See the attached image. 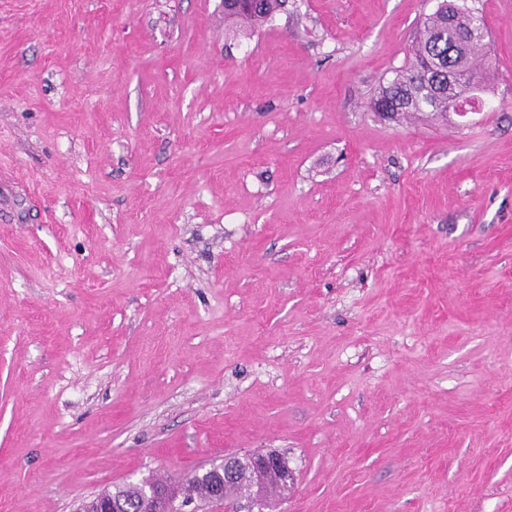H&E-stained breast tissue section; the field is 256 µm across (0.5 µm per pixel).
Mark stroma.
<instances>
[{"label": "stroma", "instance_id": "obj_1", "mask_svg": "<svg viewBox=\"0 0 512 512\" xmlns=\"http://www.w3.org/2000/svg\"><path fill=\"white\" fill-rule=\"evenodd\" d=\"M438 3L0 0V512L270 449L512 512V0L482 111L369 108ZM258 2V5H254ZM285 0H256L250 3H240L239 0H224V16L235 18L245 27L258 28L262 26L283 5Z\"/></svg>", "mask_w": 512, "mask_h": 512}]
</instances>
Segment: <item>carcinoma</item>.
I'll return each mask as SVG.
<instances>
[{
    "label": "carcinoma",
    "instance_id": "carcinoma-1",
    "mask_svg": "<svg viewBox=\"0 0 512 512\" xmlns=\"http://www.w3.org/2000/svg\"><path fill=\"white\" fill-rule=\"evenodd\" d=\"M284 2L285 0H256L254 3L243 4L240 0H224V16L234 18L254 29L271 18ZM471 24L472 15L468 8L455 0H442L435 12L422 22V36L415 45L412 61L394 70V77L380 87L371 98V103L389 105L386 117L390 119L428 112L436 119L448 120V93L441 91L430 94L424 80L432 65L445 70L456 65L458 57L453 49L460 43L464 44L465 59L460 79L479 84V92L471 102H483L485 85L476 73L475 56L482 47L484 38L469 37ZM166 483L183 494V498L177 501V506L181 508L191 501L206 504L215 497L232 502L237 499V488L244 486L250 489L257 486L265 500L261 508L272 509L280 504L288 492V486L279 477L271 475L262 479L246 461L237 462L236 479L232 482L225 481L224 463L220 462L201 471H190L178 481L170 478ZM159 484L160 479L151 476L138 485L125 484L112 489L106 488L102 494L114 495L122 500L126 512H148L152 504L144 499L141 489L145 485Z\"/></svg>",
    "mask_w": 512,
    "mask_h": 512
}]
</instances>
